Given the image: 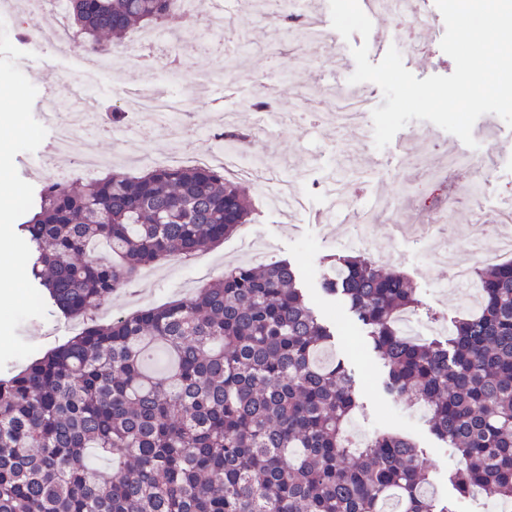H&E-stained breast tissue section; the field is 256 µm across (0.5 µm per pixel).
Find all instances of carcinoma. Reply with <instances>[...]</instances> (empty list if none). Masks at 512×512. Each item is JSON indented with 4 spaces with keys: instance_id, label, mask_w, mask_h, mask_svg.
Instances as JSON below:
<instances>
[{
    "instance_id": "1",
    "label": "carcinoma",
    "mask_w": 512,
    "mask_h": 512,
    "mask_svg": "<svg viewBox=\"0 0 512 512\" xmlns=\"http://www.w3.org/2000/svg\"><path fill=\"white\" fill-rule=\"evenodd\" d=\"M178 0H69L68 38L90 52L163 30ZM254 209L207 165L110 169L50 180L20 224L30 276L54 311L79 320L141 269L211 250ZM387 368L454 448L457 493L512 502V260L476 267L482 299L445 342L409 338L419 307L399 272L361 254L324 258ZM287 260L239 264L191 297L85 325L0 378V512H451L427 494L423 451L383 431L362 448L347 360ZM96 455L110 461L100 470Z\"/></svg>"
}]
</instances>
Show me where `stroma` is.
<instances>
[{"mask_svg": "<svg viewBox=\"0 0 512 512\" xmlns=\"http://www.w3.org/2000/svg\"><path fill=\"white\" fill-rule=\"evenodd\" d=\"M46 21V15L27 14L12 32L0 33V113H11L17 120L16 125L0 126V221L13 228L8 238L0 240V255L12 252L21 258L27 256L28 245L17 226L24 221L28 206L36 202L45 181L53 176L72 177L75 155H109L124 172L137 175L153 167L155 158L211 149L212 141L200 137L199 132L211 126L216 112L235 113L237 125L250 127L259 119L251 101L268 99L278 120L275 135L249 143L247 149L264 154L279 178L293 182L301 197L299 210L285 215L269 208L260 189L247 183L248 195L258 210L254 223L220 246L201 253L195 263L169 261L145 268L132 291L113 294L110 313L94 311L93 319L105 324L112 316L190 295L202 285L203 275L214 278L223 274L225 268L244 263L254 238L262 237L271 245L272 259L289 260L299 269L314 310L336 326L335 350L347 358L362 403L354 425L371 435L386 429L403 431L424 448L431 489L442 492L453 512H491L493 500L463 497L456 492L449 480L457 465L453 448L429 432L423 411L413 402L385 391L382 381L386 368L367 347L364 333L347 305L340 297H328L320 291L322 255L345 254L349 248L339 239L323 241L324 225L316 215L329 209L326 181L331 170L342 162L352 170L366 172L360 188H353L346 180L340 184L341 192L353 197L356 206H363L382 188L388 197L398 198L399 184L410 185L412 191L404 218L386 215L372 228L370 256L384 268L407 274L423 303L416 315L420 325H430L434 320L448 322L463 314L464 309L455 293L439 288L448 279L447 266L429 258L420 239L397 230L396 224L426 223L428 213L450 195L456 202L447 210L449 224L464 232L495 224L502 198L512 197V128L494 114L483 115L474 125L475 130H492L497 136L495 154L489 159L495 177L488 195L478 206L469 200L470 173L448 171V157L443 150L448 147L458 154L480 159L485 157L483 148L467 147L437 126L429 128L436 144L428 148L427 157L433 170H447L443 179L417 172L410 164V138L421 126L415 119L381 150L370 140L357 144L349 135L337 139L335 132L323 124L317 128L318 140H306L303 130L291 126L290 115L312 111L313 93L322 92L333 83L331 67L335 62L354 66L351 50L362 44V37L355 34L346 39L335 30H328L329 49L306 58L302 55V44L296 43L275 19L234 14L230 21L235 28L245 31L246 50L233 58L223 51L202 52L191 60L193 67L210 71L216 78L213 91L194 98L188 112L182 115L183 123L194 128L193 136L170 141L147 122L132 124L124 118L113 121L116 107L108 87H92L84 97L93 103L97 126L84 130L71 153L53 157V168L47 171L41 166L42 151L52 129L43 115L54 107L63 116L73 106L72 73L76 62L67 55L47 58L36 52L32 34ZM292 60L298 64L293 75L288 72ZM73 335L71 321L55 316L46 300H38L34 305L24 300L16 302L8 288H0V375L17 372Z\"/></svg>", "mask_w": 512, "mask_h": 512, "instance_id": "35a3bbf8", "label": "stroma"}]
</instances>
